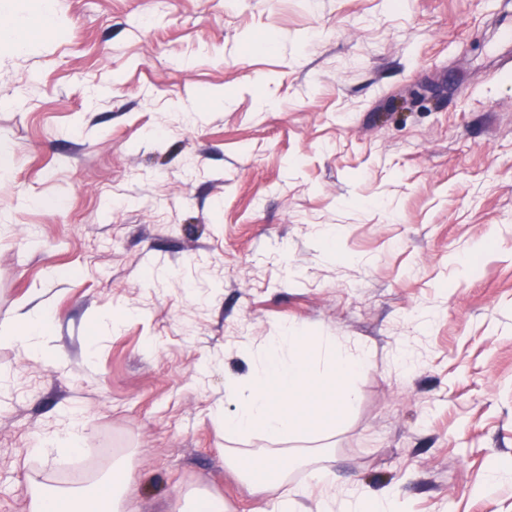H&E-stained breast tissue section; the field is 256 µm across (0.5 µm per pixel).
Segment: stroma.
Wrapping results in <instances>:
<instances>
[{
  "label": "stroma",
  "mask_w": 512,
  "mask_h": 512,
  "mask_svg": "<svg viewBox=\"0 0 512 512\" xmlns=\"http://www.w3.org/2000/svg\"><path fill=\"white\" fill-rule=\"evenodd\" d=\"M53 2L0 0V512L117 469L127 512H272L225 385L289 324L373 363L297 512L323 466L340 502L512 512V0ZM347 512H397L388 494L369 495L349 490Z\"/></svg>",
  "instance_id": "stroma-1"
}]
</instances>
